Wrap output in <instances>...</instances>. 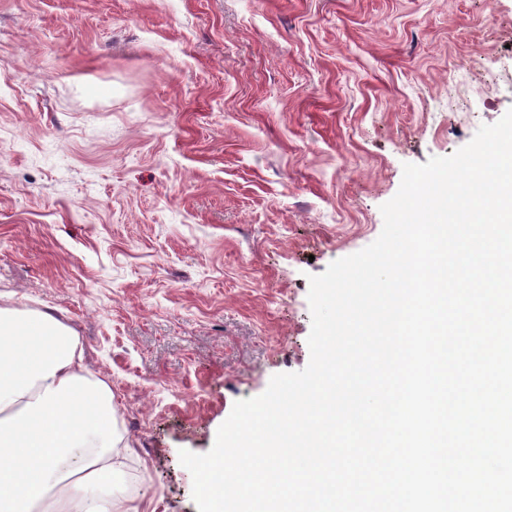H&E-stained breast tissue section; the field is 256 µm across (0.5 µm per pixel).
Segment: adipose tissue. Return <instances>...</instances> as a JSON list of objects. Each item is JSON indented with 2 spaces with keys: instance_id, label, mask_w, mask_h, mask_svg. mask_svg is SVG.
Returning a JSON list of instances; mask_svg holds the SVG:
<instances>
[{
  "instance_id": "ef3b65f1",
  "label": "adipose tissue",
  "mask_w": 512,
  "mask_h": 512,
  "mask_svg": "<svg viewBox=\"0 0 512 512\" xmlns=\"http://www.w3.org/2000/svg\"><path fill=\"white\" fill-rule=\"evenodd\" d=\"M109 386L57 318L0 307V512H143L96 494L125 456Z\"/></svg>"
}]
</instances>
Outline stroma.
<instances>
[{
	"label": "stroma",
	"mask_w": 512,
	"mask_h": 512,
	"mask_svg": "<svg viewBox=\"0 0 512 512\" xmlns=\"http://www.w3.org/2000/svg\"><path fill=\"white\" fill-rule=\"evenodd\" d=\"M511 109L512 0H0V303L111 387L102 492L198 512L179 453L308 365L310 276Z\"/></svg>",
	"instance_id": "stroma-1"
}]
</instances>
